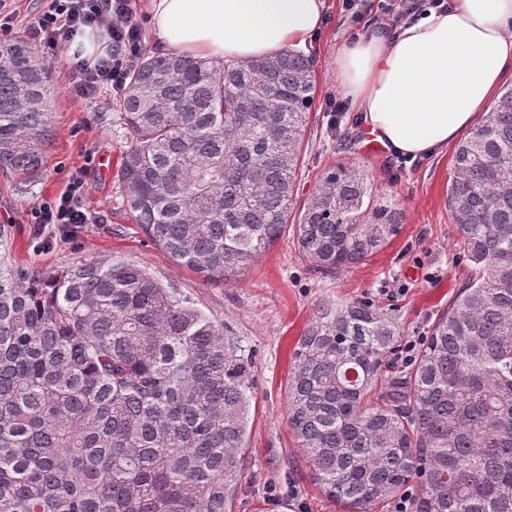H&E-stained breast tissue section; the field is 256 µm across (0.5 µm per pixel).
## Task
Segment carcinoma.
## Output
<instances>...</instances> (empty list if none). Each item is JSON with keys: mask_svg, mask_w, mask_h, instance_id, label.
Segmentation results:
<instances>
[{"mask_svg": "<svg viewBox=\"0 0 512 512\" xmlns=\"http://www.w3.org/2000/svg\"><path fill=\"white\" fill-rule=\"evenodd\" d=\"M49 67L0 45V172L36 178L53 135ZM317 83L305 54L224 63L141 53L115 102L117 181L156 247L236 279L291 228L335 274L401 212L337 164L299 198ZM448 212L471 274L404 369L403 330L366 298L321 305L288 376V425L324 495L376 512H512V85L453 151ZM252 354L121 257L0 267V512H226L243 467Z\"/></svg>", "mask_w": 512, "mask_h": 512, "instance_id": "obj_1", "label": "carcinoma"}]
</instances>
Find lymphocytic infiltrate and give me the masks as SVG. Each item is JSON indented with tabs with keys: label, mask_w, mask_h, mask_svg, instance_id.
Returning <instances> with one entry per match:
<instances>
[{
	"label": "lymphocytic infiltrate",
	"mask_w": 512,
	"mask_h": 512,
	"mask_svg": "<svg viewBox=\"0 0 512 512\" xmlns=\"http://www.w3.org/2000/svg\"><path fill=\"white\" fill-rule=\"evenodd\" d=\"M83 27L104 30L109 45L94 60L76 59L69 70L78 79L83 96L91 97L104 86L123 93L129 70L141 52V25L130 8V0H49L29 25V34L45 60L55 59ZM85 187L81 176H73L67 191L58 198L45 200L32 207L30 217L35 224H58L79 228L90 217L81 205Z\"/></svg>",
	"instance_id": "obj_1"
}]
</instances>
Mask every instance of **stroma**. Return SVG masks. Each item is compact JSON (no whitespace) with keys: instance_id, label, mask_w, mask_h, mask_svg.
<instances>
[{"instance_id":"obj_1","label":"stroma","mask_w":512,"mask_h":512,"mask_svg":"<svg viewBox=\"0 0 512 512\" xmlns=\"http://www.w3.org/2000/svg\"><path fill=\"white\" fill-rule=\"evenodd\" d=\"M325 21L305 52L312 60L317 98L312 107L299 175L302 194L311 193L330 166L361 170L377 191L400 210L396 235L363 262L332 277L315 273L289 239L267 249L235 284L207 282L172 260L134 224L116 179L129 133L112 108L110 90L86 98L76 92L65 59L50 65L55 113L54 138L36 181L0 177V261L47 272L77 260L115 255L146 266L218 324L228 327L254 354L253 397L238 487L226 512H338L313 478L287 422L286 386L296 343L321 304L367 297L394 310L404 330L403 346L421 345L436 316L453 302L468 279L448 216V184L454 176L452 150L397 168L390 153L368 148L356 110L348 131L355 139L341 147L324 110L337 96L336 51L363 29L378 0H366L363 20H353L344 0H327ZM85 182L82 206L90 215L76 235L55 224H33L28 213L62 194L73 174Z\"/></svg>"}]
</instances>
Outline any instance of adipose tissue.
I'll use <instances>...</instances> for the list:
<instances>
[{
    "mask_svg": "<svg viewBox=\"0 0 512 512\" xmlns=\"http://www.w3.org/2000/svg\"><path fill=\"white\" fill-rule=\"evenodd\" d=\"M326 0H149L158 47L241 62L302 48ZM512 75V0H451L388 32L373 28L336 52L341 94L386 150L435 156L485 112Z\"/></svg>",
    "mask_w": 512,
    "mask_h": 512,
    "instance_id": "obj_1",
    "label": "adipose tissue"
}]
</instances>
